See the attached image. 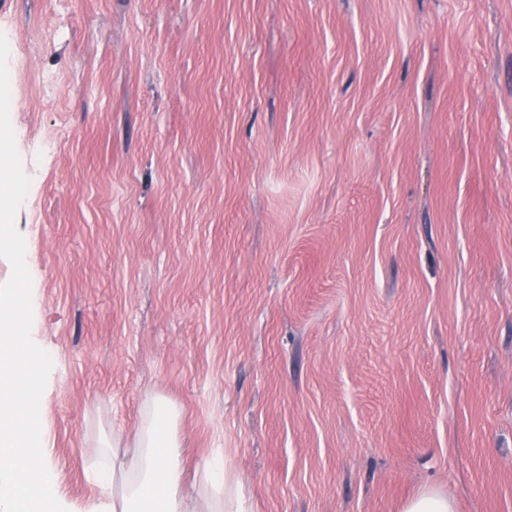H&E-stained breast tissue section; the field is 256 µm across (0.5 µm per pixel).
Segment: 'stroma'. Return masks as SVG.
I'll return each mask as SVG.
<instances>
[{
  "label": "stroma",
  "instance_id": "35a3bbf8",
  "mask_svg": "<svg viewBox=\"0 0 512 512\" xmlns=\"http://www.w3.org/2000/svg\"><path fill=\"white\" fill-rule=\"evenodd\" d=\"M41 441L146 393L253 512H512V0H0ZM403 512H454V506L448 496L425 489L406 503Z\"/></svg>",
  "mask_w": 512,
  "mask_h": 512
}]
</instances>
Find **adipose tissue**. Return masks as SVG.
Returning a JSON list of instances; mask_svg holds the SVG:
<instances>
[{"label": "adipose tissue", "mask_w": 512, "mask_h": 512, "mask_svg": "<svg viewBox=\"0 0 512 512\" xmlns=\"http://www.w3.org/2000/svg\"><path fill=\"white\" fill-rule=\"evenodd\" d=\"M92 468L100 495L86 512H250L244 491L216 456L196 474L193 495L183 489L177 407L147 394L132 440H113Z\"/></svg>", "instance_id": "1"}]
</instances>
